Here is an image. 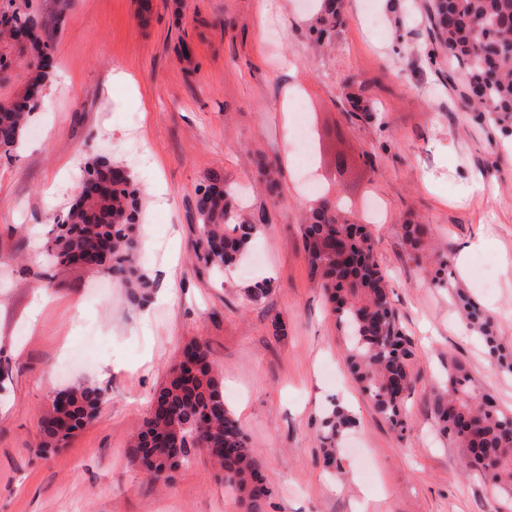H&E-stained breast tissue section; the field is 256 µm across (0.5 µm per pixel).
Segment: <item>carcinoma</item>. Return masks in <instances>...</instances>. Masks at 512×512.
I'll list each match as a JSON object with an SVG mask.
<instances>
[{"mask_svg":"<svg viewBox=\"0 0 512 512\" xmlns=\"http://www.w3.org/2000/svg\"><path fill=\"white\" fill-rule=\"evenodd\" d=\"M50 2L46 12L33 0H0V91L11 87L10 94H0V150L7 155L20 148L41 105L57 32L73 4ZM431 17L434 39L469 82L472 108L512 140V0H432ZM344 23L341 0H322L313 26L317 44L329 43ZM79 188L42 245L46 260L60 272L82 268L106 275L125 289L131 305L143 306L151 283L138 267L142 192L132 171L97 156L85 163ZM195 210L202 231L200 258L222 274L247 253L259 227L242 215L236 192L218 173L197 188ZM301 232L310 275L336 315L351 374L374 409L404 434L409 430L404 403L412 387L415 351L391 299L374 240L340 202L328 198L307 211ZM425 233L423 224L404 225L407 254L416 263ZM457 296L490 355L512 372V350L501 344L493 322L467 294L459 291ZM105 402L106 392L92 383L54 395L39 421V448L65 445ZM432 414L448 443L463 450L494 491L512 498V413L479 390L463 361H448L447 388L434 396ZM323 427L324 463L338 466L341 439L356 420L336 405ZM128 448L133 462L156 482L168 481L194 452H201L238 492L246 512H264L269 489L261 462L227 408L222 382L206 345L198 340L183 346L179 363Z\"/></svg>","mask_w":512,"mask_h":512,"instance_id":"obj_1","label":"carcinoma"}]
</instances>
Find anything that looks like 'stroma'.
<instances>
[{"instance_id":"1","label":"stroma","mask_w":512,"mask_h":512,"mask_svg":"<svg viewBox=\"0 0 512 512\" xmlns=\"http://www.w3.org/2000/svg\"><path fill=\"white\" fill-rule=\"evenodd\" d=\"M314 6L76 0L67 14L33 127L19 151L0 157V512H242L205 455L163 486L129 454L154 392L194 339L207 345L262 464L266 512H512L431 414L452 358L512 410V373L460 319L453 294L470 295L512 348V271L499 263L512 255V149L462 108L464 76L433 39L430 0H345L346 24L325 53L310 40ZM347 84L372 101L371 118L347 112ZM300 101L320 142L314 194L296 176L289 137ZM340 152L358 166L339 173ZM99 153L129 167L143 192L139 234L152 245L139 262L154 288L140 308L80 268L38 290L51 272L40 241ZM262 157L278 163L275 189L257 170ZM213 172L240 189L244 217L259 226L251 254L221 275L195 251V192ZM339 196L361 222L372 202L382 206L367 224L416 352L402 435L351 378L336 318L309 274L302 215ZM411 221L447 254L450 286L409 260ZM486 235L490 248L460 268L462 247ZM261 281L269 293L247 300L245 288ZM79 382L104 389L105 405L65 447L38 451L51 395ZM337 404L356 419L339 477L320 447Z\"/></svg>"}]
</instances>
